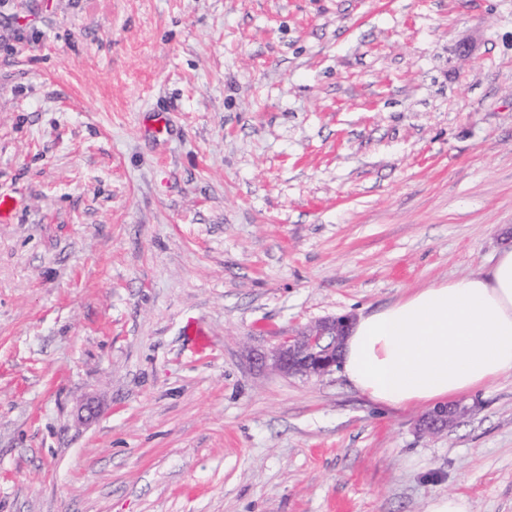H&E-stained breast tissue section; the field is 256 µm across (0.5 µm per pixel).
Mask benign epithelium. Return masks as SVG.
Masks as SVG:
<instances>
[{
    "mask_svg": "<svg viewBox=\"0 0 512 512\" xmlns=\"http://www.w3.org/2000/svg\"><path fill=\"white\" fill-rule=\"evenodd\" d=\"M350 316L324 318L284 338L271 352L273 367L284 375L322 377L336 368L340 348L346 336ZM467 412L459 404L439 405L423 414L416 423V430L432 435L453 427Z\"/></svg>",
    "mask_w": 512,
    "mask_h": 512,
    "instance_id": "7a95c632",
    "label": "benign epithelium"
}]
</instances>
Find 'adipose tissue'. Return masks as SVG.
Instances as JSON below:
<instances>
[{
    "mask_svg": "<svg viewBox=\"0 0 512 512\" xmlns=\"http://www.w3.org/2000/svg\"><path fill=\"white\" fill-rule=\"evenodd\" d=\"M340 368L355 391L392 410L450 403L512 372V247L486 273L360 313Z\"/></svg>",
    "mask_w": 512,
    "mask_h": 512,
    "instance_id": "adipose-tissue-1",
    "label": "adipose tissue"
}]
</instances>
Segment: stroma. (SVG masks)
<instances>
[{
    "label": "stroma",
    "mask_w": 512,
    "mask_h": 512,
    "mask_svg": "<svg viewBox=\"0 0 512 512\" xmlns=\"http://www.w3.org/2000/svg\"><path fill=\"white\" fill-rule=\"evenodd\" d=\"M0 193V512H512V373L423 438L264 361L493 264L512 0H0Z\"/></svg>",
    "instance_id": "stroma-1"
}]
</instances>
